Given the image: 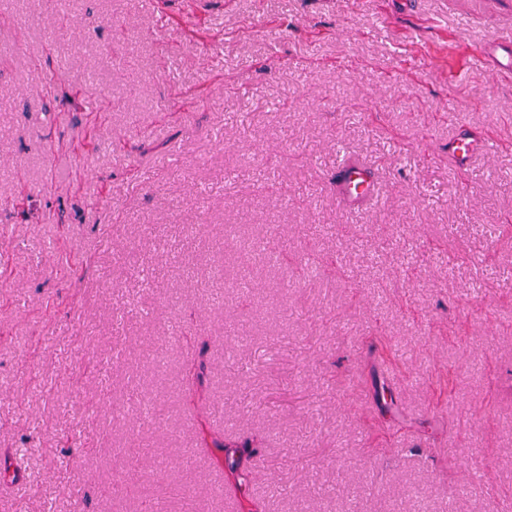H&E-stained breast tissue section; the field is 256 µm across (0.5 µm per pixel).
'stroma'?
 <instances>
[{
  "label": "stroma",
  "mask_w": 512,
  "mask_h": 512,
  "mask_svg": "<svg viewBox=\"0 0 512 512\" xmlns=\"http://www.w3.org/2000/svg\"><path fill=\"white\" fill-rule=\"evenodd\" d=\"M509 27L512 0H10L0 512L512 501V79L464 66ZM459 120L498 144L466 168ZM336 193L353 208H363L378 196L377 183L372 170L354 159L342 160L336 169Z\"/></svg>",
  "instance_id": "1"
}]
</instances>
